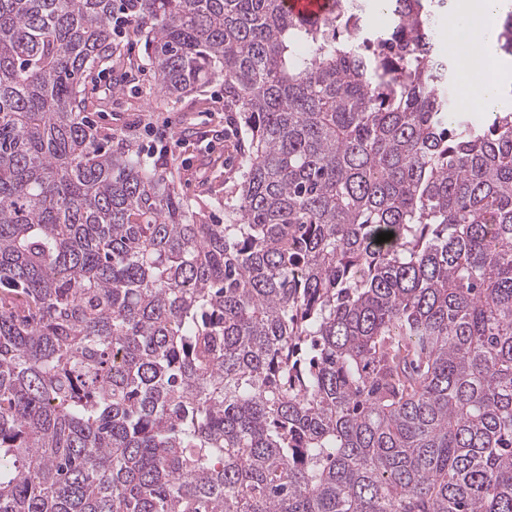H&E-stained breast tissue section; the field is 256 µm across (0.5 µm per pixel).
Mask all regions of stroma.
I'll return each mask as SVG.
<instances>
[{"mask_svg":"<svg viewBox=\"0 0 512 512\" xmlns=\"http://www.w3.org/2000/svg\"><path fill=\"white\" fill-rule=\"evenodd\" d=\"M116 41L111 63L85 79L90 120L106 134V146L128 140L143 154L165 158L181 195L209 201L212 221L223 222L225 184L237 177V147L247 142L224 106L223 80L170 97L156 82L144 34L129 26Z\"/></svg>","mask_w":512,"mask_h":512,"instance_id":"35a3bbf8","label":"stroma"}]
</instances>
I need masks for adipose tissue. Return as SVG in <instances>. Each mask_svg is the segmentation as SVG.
<instances>
[{
  "label": "adipose tissue",
  "instance_id": "obj_1",
  "mask_svg": "<svg viewBox=\"0 0 512 512\" xmlns=\"http://www.w3.org/2000/svg\"><path fill=\"white\" fill-rule=\"evenodd\" d=\"M448 18L452 46L467 50L468 65L460 76V85L469 105L489 112L496 107L501 76L489 62L487 44L494 38L493 18L502 10V0H454Z\"/></svg>",
  "mask_w": 512,
  "mask_h": 512
}]
</instances>
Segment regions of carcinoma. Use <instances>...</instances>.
Listing matches in <instances>:
<instances>
[{"mask_svg": "<svg viewBox=\"0 0 512 512\" xmlns=\"http://www.w3.org/2000/svg\"><path fill=\"white\" fill-rule=\"evenodd\" d=\"M380 6L0 0V512H512V105ZM119 14L224 80L222 224L86 121ZM378 1L371 0L366 6V10L363 14L362 26L364 31L371 35L376 31L385 30L391 24H393V18L390 14L384 11L379 5L375 4Z\"/></svg>", "mask_w": 512, "mask_h": 512, "instance_id": "1", "label": "carcinoma"}]
</instances>
